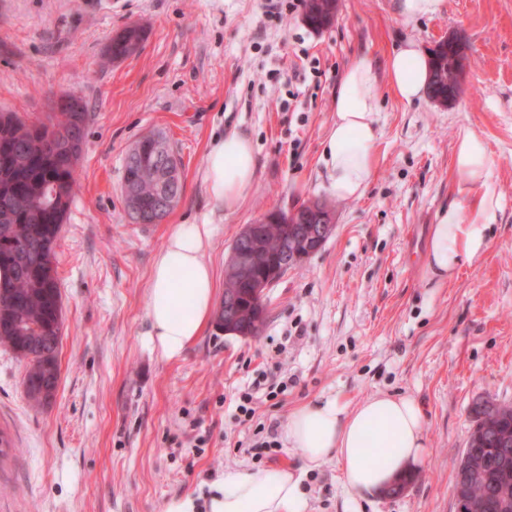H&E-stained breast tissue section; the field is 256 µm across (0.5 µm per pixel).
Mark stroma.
I'll return each mask as SVG.
<instances>
[{
    "label": "stroma",
    "instance_id": "1",
    "mask_svg": "<svg viewBox=\"0 0 512 512\" xmlns=\"http://www.w3.org/2000/svg\"><path fill=\"white\" fill-rule=\"evenodd\" d=\"M268 0H0V112L44 119L60 95L88 120L78 183L56 244L63 304L60 376L36 408L25 361L0 346V512H163L203 498L227 471L301 466L285 438L288 413L318 399L352 405L376 392L414 398L426 458L402 492L366 512H456L453 486L486 398L512 405V0H446L442 14L405 20L398 0H337L334 23L303 9L266 15ZM144 30L139 51L108 58L113 35ZM466 45L462 91L448 105L407 104L383 89L374 181L338 200L322 145L342 76L355 58L385 79L394 49ZM247 136L254 186L232 213L204 182L224 134ZM482 137L495 161L499 209L489 248L452 280L425 270L429 231L457 197L459 136ZM166 135L184 191L158 224L129 219L124 157L143 135ZM319 199L336 228L265 296L255 337L208 325L176 360L149 341L148 285L175 224L213 225L205 258L224 279L244 225ZM288 388L270 395V383ZM256 413L238 409L244 393ZM308 512H353L336 459L306 470Z\"/></svg>",
    "mask_w": 512,
    "mask_h": 512
}]
</instances>
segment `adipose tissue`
Instances as JSON below:
<instances>
[{"label":"adipose tissue","mask_w":512,"mask_h":512,"mask_svg":"<svg viewBox=\"0 0 512 512\" xmlns=\"http://www.w3.org/2000/svg\"><path fill=\"white\" fill-rule=\"evenodd\" d=\"M388 85L401 101L423 98L429 82V57L413 41L389 56ZM381 88L369 63L353 60L336 97L331 132L322 148L329 191L339 200L361 197L377 170L381 136L378 105ZM454 163L462 174L459 199L442 209L430 227L427 270L454 279L461 269L486 254L488 229L499 208L491 184L494 161L484 141L462 134ZM211 198L235 212L255 179L253 145L230 132L205 158ZM213 235L210 224H177L156 256L149 281V343L166 360L182 356L210 323L216 309L213 272L204 258ZM286 438L311 468L336 459L346 495L356 503L385 491L409 464L425 456L423 412L411 397L375 393L352 408L328 399L305 404L288 415ZM302 470L288 466L258 472H230L211 483L204 501L184 495L169 499L164 512H307Z\"/></svg>","instance_id":"obj_1"}]
</instances>
